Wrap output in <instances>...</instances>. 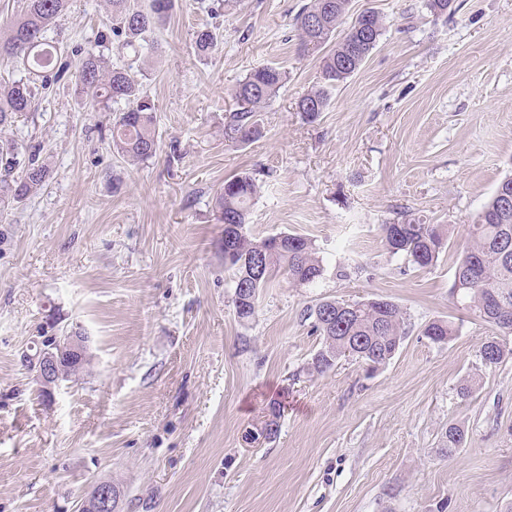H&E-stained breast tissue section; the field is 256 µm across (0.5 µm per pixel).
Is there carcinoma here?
Segmentation results:
<instances>
[{
    "label": "carcinoma",
    "instance_id": "cac0c4a2",
    "mask_svg": "<svg viewBox=\"0 0 512 512\" xmlns=\"http://www.w3.org/2000/svg\"><path fill=\"white\" fill-rule=\"evenodd\" d=\"M19 17L0 27V59L26 63L35 78L0 83V126L13 122L36 105V86L46 89L59 81L65 67L57 65L60 49L47 42L45 32L66 10L69 0H24ZM112 32L124 36L122 45L135 46L144 35L162 23L172 9V0H153L150 10L131 6V0H108ZM348 0H312L296 18L302 50H320L335 35L346 13ZM384 20L377 12L360 14L345 35L322 58L323 85L303 95L297 102L305 119H318L328 102V88L334 87L357 72L383 35ZM195 48L207 56L216 44V34L209 29L195 33ZM76 91L96 110L109 104L123 105L112 122V147L127 162H140L156 154L155 108L141 94L139 85L125 67L108 66L100 55L89 49L79 60L75 72ZM285 72L263 65L253 69L234 89L237 110L231 116L224 135L247 144L262 137L261 112L282 86ZM17 146L0 144V160L5 175L0 179V205L20 203L41 188L49 179L48 166L31 157L17 176H12L17 162ZM260 186L250 175L224 180L217 193V220L224 232L233 236V255L224 260L232 271L234 296L243 290L252 300L248 308L236 311L241 320L256 313L261 290L280 271L299 284L313 283L325 273L322 258L314 243L301 235L278 234L257 240L250 235L248 223L251 202ZM386 244L394 255L406 256L419 268L438 262L448 245L449 224H427L409 218L403 224L381 225ZM460 283L458 299L474 318L499 330L488 336L479 350L486 368H495L512 357L505 338L512 336V176L504 178L472 225L471 239L456 264L452 289ZM314 329L322 336L321 347L312 355L307 370L323 374L345 359H353L375 371L388 364L405 337L404 313L395 302L384 298L361 301L324 299L310 308ZM455 332L447 321H433L424 335L435 343H444ZM443 454L463 447L465 431L448 425L441 436Z\"/></svg>",
    "mask_w": 512,
    "mask_h": 512
}]
</instances>
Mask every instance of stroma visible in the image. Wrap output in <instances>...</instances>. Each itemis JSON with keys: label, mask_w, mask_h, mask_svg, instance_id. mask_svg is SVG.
<instances>
[{"label": "stroma", "mask_w": 512, "mask_h": 512, "mask_svg": "<svg viewBox=\"0 0 512 512\" xmlns=\"http://www.w3.org/2000/svg\"><path fill=\"white\" fill-rule=\"evenodd\" d=\"M310 0H174L141 54L121 49L107 0H70L47 31L62 61L103 45L155 105V156L126 164L113 115L89 111L67 73L34 112L0 127L49 181L0 210V512H74L91 482L121 483L122 512H502L512 501V358L485 368L492 325L450 286L471 226L512 175V0H350L347 21L386 19L378 47L330 91L315 122L297 110L321 83L322 52L299 49ZM218 43L205 57L197 30ZM285 71L262 114L266 135L224 136L236 84ZM247 173L263 188L252 234L314 241L317 282L276 277L253 319H238L215 198ZM452 227L421 269L389 253L381 225L405 216ZM387 298L407 335L382 369L306 366L322 338L319 299ZM435 320L447 342L423 334ZM88 338L89 374L38 395L24 358L49 336ZM479 388L461 398V379ZM280 402V430L242 435ZM463 448L441 455L448 424Z\"/></svg>", "instance_id": "35a3bbf8"}]
</instances>
